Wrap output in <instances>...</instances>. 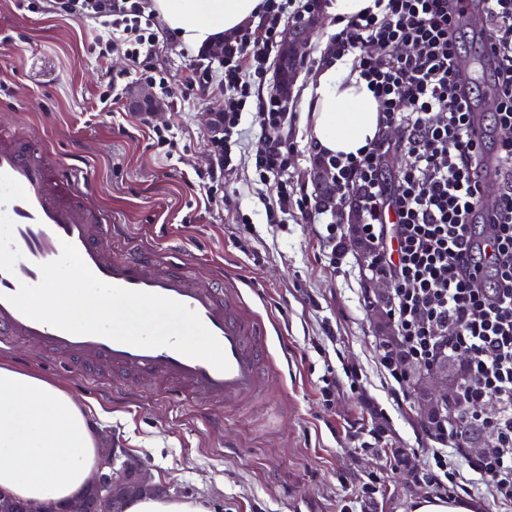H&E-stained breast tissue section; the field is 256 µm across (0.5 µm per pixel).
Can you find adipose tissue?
<instances>
[{"mask_svg": "<svg viewBox=\"0 0 512 512\" xmlns=\"http://www.w3.org/2000/svg\"><path fill=\"white\" fill-rule=\"evenodd\" d=\"M262 0H151L152 10L196 49L235 33ZM310 134L323 152L355 155L378 136L379 107L349 59L322 69L307 91ZM99 463L88 412L67 390L0 365V490L39 504L79 493Z\"/></svg>", "mask_w": 512, "mask_h": 512, "instance_id": "adipose-tissue-1", "label": "adipose tissue"}]
</instances>
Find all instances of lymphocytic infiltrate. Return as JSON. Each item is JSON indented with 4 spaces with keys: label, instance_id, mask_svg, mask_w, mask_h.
Wrapping results in <instances>:
<instances>
[{
    "label": "lymphocytic infiltrate",
    "instance_id": "obj_1",
    "mask_svg": "<svg viewBox=\"0 0 512 512\" xmlns=\"http://www.w3.org/2000/svg\"><path fill=\"white\" fill-rule=\"evenodd\" d=\"M459 0H375L374 10L345 18L332 16L331 48L313 59L314 69L348 55L359 58L360 75L373 92L382 133L359 155L340 157L311 149L312 164L329 168L337 199L355 207L357 234L376 249L373 274L391 282V313L400 343L381 347L382 366L402 379L408 363L424 366L463 358L462 384L452 418L431 424L441 442L425 472L436 491L454 475L448 455L456 453L484 478L496 502L512 505V141L497 142L499 189L486 204L474 172L485 146L471 133L466 98L472 85L457 79L461 24ZM484 38L499 63L491 73L497 98L494 124L512 128V0H486ZM326 8L325 0H263L259 23L224 40V131L211 147L217 165L207 174L219 183L234 167L239 125L256 104L260 145L259 177L283 171L288 163V123L278 92L255 99L268 63L279 46L282 24H297ZM60 14L75 20L104 19L118 39H102L100 53L121 50L140 81L166 86L168 79L150 61L156 54V16L145 0H56ZM396 129L398 140L385 132ZM394 151L405 167L388 176L385 159ZM276 201L286 209L299 200L309 217L335 212L331 240L343 242L344 210L307 186L280 185ZM494 401L493 416L482 418L486 445L469 455L455 424L471 409Z\"/></svg>",
    "mask_w": 512,
    "mask_h": 512
}]
</instances>
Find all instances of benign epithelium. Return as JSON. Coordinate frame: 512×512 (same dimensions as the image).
Segmentation results:
<instances>
[{
  "label": "benign epithelium",
  "mask_w": 512,
  "mask_h": 512,
  "mask_svg": "<svg viewBox=\"0 0 512 512\" xmlns=\"http://www.w3.org/2000/svg\"><path fill=\"white\" fill-rule=\"evenodd\" d=\"M317 26L318 20L312 17L290 27L282 38L278 74L288 79V83L280 84L286 92L306 60L307 47ZM133 105L141 112H162L155 98L146 92L139 93L133 99ZM166 492L167 487L153 483L150 473L137 459L125 449L112 446L105 449L88 490L79 499L64 503L48 502L37 508L24 500L0 493V512H123L124 503L132 498Z\"/></svg>",
  "instance_id": "1"
}]
</instances>
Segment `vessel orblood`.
Instances as JSON below:
<instances>
[{
    "label": "vessel or blood",
    "mask_w": 512,
    "mask_h": 512,
    "mask_svg": "<svg viewBox=\"0 0 512 512\" xmlns=\"http://www.w3.org/2000/svg\"><path fill=\"white\" fill-rule=\"evenodd\" d=\"M495 109L494 98L471 99L476 138L489 139L485 117ZM77 176V170L65 168L49 149L24 151L14 130H0V349L20 338L84 365L105 361L122 374L159 375L177 397L191 391L234 405L259 396L267 381L259 369V353L266 345L260 325L243 318L223 293L198 287L187 263L144 247L113 253L112 216L85 206L73 189ZM65 241L100 279L176 300L197 312L220 343L228 370L167 346L141 348L97 335H75L24 316L9 295L21 284H37L41 264L56 260Z\"/></svg>",
    "instance_id": "obj_1"
}]
</instances>
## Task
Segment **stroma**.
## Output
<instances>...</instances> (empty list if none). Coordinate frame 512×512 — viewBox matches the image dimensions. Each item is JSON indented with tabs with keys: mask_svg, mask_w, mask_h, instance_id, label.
<instances>
[{
	"mask_svg": "<svg viewBox=\"0 0 512 512\" xmlns=\"http://www.w3.org/2000/svg\"><path fill=\"white\" fill-rule=\"evenodd\" d=\"M104 32L97 21L47 13L42 0L32 8L0 0V127L80 166L86 205L111 211L121 227L113 251L128 240L177 251L201 287L227 286L267 327L272 378L257 398L224 406L202 396L167 400L162 379L116 375L103 362L94 370L100 383L83 380L68 358L20 341L0 351V364L72 393L106 441L169 484L171 496L205 499L212 512H412L435 494L420 475L438 444L423 417L419 367L399 383L380 363L389 327L374 313L376 278L353 241L343 256L333 253L331 215L315 222L293 206L276 223L266 219L277 181L313 179L305 111L312 72L302 70L293 88L287 170L259 180L260 128L244 112L235 167L209 203L199 176L216 164L205 114L224 101L221 68L212 66L207 85H186L205 60L160 28L155 64L171 82L165 112L143 125L116 88L111 112L101 113L103 75L130 68L122 53L91 52ZM153 127L167 131L172 152L157 146ZM115 382L123 397L113 396ZM450 465L451 497L475 512H505L462 459Z\"/></svg>",
	"mask_w": 512,
	"mask_h": 512,
	"instance_id": "obj_1",
	"label": "stroma"
}]
</instances>
